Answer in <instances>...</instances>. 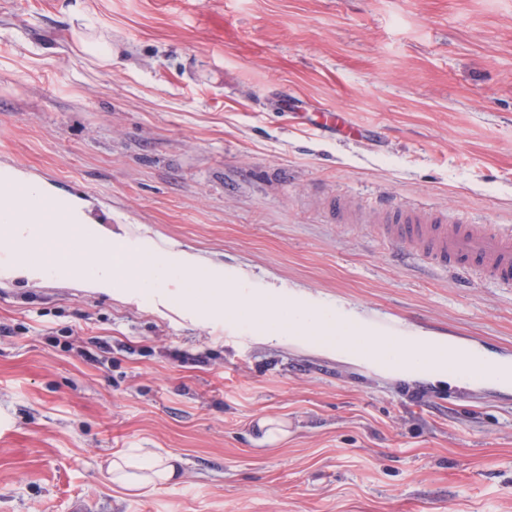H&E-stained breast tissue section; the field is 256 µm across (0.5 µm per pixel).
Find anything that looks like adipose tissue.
I'll use <instances>...</instances> for the list:
<instances>
[{"mask_svg": "<svg viewBox=\"0 0 512 512\" xmlns=\"http://www.w3.org/2000/svg\"><path fill=\"white\" fill-rule=\"evenodd\" d=\"M182 472L179 457L149 448H128L113 454L107 477L114 489L148 494L166 486Z\"/></svg>", "mask_w": 512, "mask_h": 512, "instance_id": "1", "label": "adipose tissue"}]
</instances>
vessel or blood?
<instances>
[{"instance_id": "b4317fda", "label": "vessel or blood", "mask_w": 512, "mask_h": 512, "mask_svg": "<svg viewBox=\"0 0 512 512\" xmlns=\"http://www.w3.org/2000/svg\"><path fill=\"white\" fill-rule=\"evenodd\" d=\"M321 124L343 139L363 138L341 113H322ZM379 234L388 242L406 245L433 267L455 268L512 285V228L505 225L452 224L441 213L407 206L387 211Z\"/></svg>"}]
</instances>
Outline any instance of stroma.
I'll return each mask as SVG.
<instances>
[{
	"label": "stroma",
	"mask_w": 512,
	"mask_h": 512,
	"mask_svg": "<svg viewBox=\"0 0 512 512\" xmlns=\"http://www.w3.org/2000/svg\"><path fill=\"white\" fill-rule=\"evenodd\" d=\"M86 23L111 63L81 52ZM322 110L365 141L320 131ZM3 166L254 294L512 359V286L377 233L409 204L512 225V0H0ZM125 448L182 458L184 479L114 490ZM78 503L512 512V392L271 343L229 306L198 322L119 286L0 279V512Z\"/></svg>",
	"instance_id": "stroma-1"
}]
</instances>
